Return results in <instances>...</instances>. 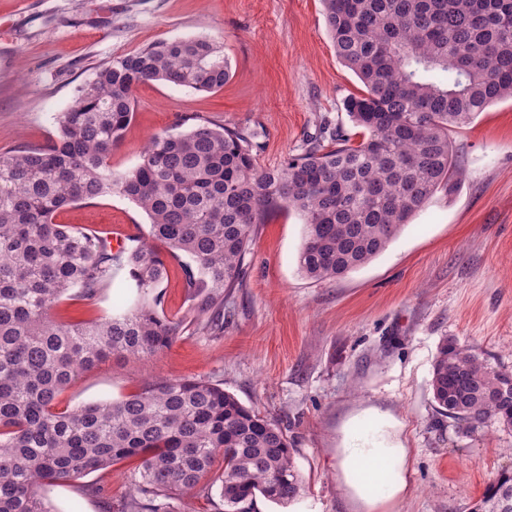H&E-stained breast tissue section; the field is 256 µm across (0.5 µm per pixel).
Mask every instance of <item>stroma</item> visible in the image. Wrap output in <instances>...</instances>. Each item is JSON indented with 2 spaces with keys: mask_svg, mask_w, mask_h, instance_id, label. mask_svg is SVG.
<instances>
[{
  "mask_svg": "<svg viewBox=\"0 0 512 512\" xmlns=\"http://www.w3.org/2000/svg\"><path fill=\"white\" fill-rule=\"evenodd\" d=\"M202 33L222 45L229 80L214 91L139 85L114 172L134 168L150 136L186 115L261 131L260 170L280 167L325 126L360 141L345 102L364 86L337 58L321 0H0V152L55 140L57 114L113 57ZM450 139V188L369 263L333 280L305 277L302 219L273 210L255 228L240 283L224 293L221 325L207 327L173 268L163 308L184 322L173 345L146 359L112 357L72 384L59 408L121 399L152 379H207L295 440L300 497L288 505L257 498L256 512H362L336 472L353 426L408 450L409 490L384 512H471L486 485L512 469V430L471 433L438 415L430 381L447 339L512 372V99L491 103ZM56 221L107 238L149 232L145 212L117 194L68 207ZM114 308L106 289L92 303L62 300L52 315L96 321ZM137 465L130 459L42 493L57 512H110L131 496ZM91 486L100 494H88Z\"/></svg>",
  "mask_w": 512,
  "mask_h": 512,
  "instance_id": "35a3bbf8",
  "label": "stroma"
}]
</instances>
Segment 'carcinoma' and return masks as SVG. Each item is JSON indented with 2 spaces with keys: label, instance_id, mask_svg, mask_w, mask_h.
<instances>
[{
  "label": "carcinoma",
  "instance_id": "1",
  "mask_svg": "<svg viewBox=\"0 0 512 512\" xmlns=\"http://www.w3.org/2000/svg\"><path fill=\"white\" fill-rule=\"evenodd\" d=\"M336 56L366 88L346 111L362 128L306 141L281 167L259 171L257 133L200 116L153 135L139 164L110 159L134 114V90L166 82L198 91L230 77L222 46L197 35L117 56L58 113L57 140L0 153V512H53L39 489L137 457L136 495L121 512H181L183 495L217 489L224 512H255L256 497L295 500L303 480L287 433L205 379H157L119 400L73 409L59 397L113 355L145 358L182 322L163 310L175 261L198 313L224 305L240 282L254 227L284 206L305 225L298 256L309 279L342 276L380 255L453 166L449 132L512 98V0H321ZM137 204L148 237L113 251L95 232L55 223L62 209L108 194ZM164 243L158 253L148 239ZM129 278L116 282L119 271ZM135 289L101 321L57 322L66 295L94 302ZM437 413L471 432L512 428V372L445 340L432 367ZM217 486L199 487L217 459ZM471 512H512V470Z\"/></svg>",
  "mask_w": 512,
  "mask_h": 512
}]
</instances>
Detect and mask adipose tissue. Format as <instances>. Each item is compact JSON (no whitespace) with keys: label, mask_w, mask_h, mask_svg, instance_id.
I'll list each match as a JSON object with an SVG mask.
<instances>
[{"label":"adipose tissue","mask_w":512,"mask_h":512,"mask_svg":"<svg viewBox=\"0 0 512 512\" xmlns=\"http://www.w3.org/2000/svg\"><path fill=\"white\" fill-rule=\"evenodd\" d=\"M406 450L384 442H366L349 432L339 449L337 465L347 495L357 500L364 512H377L386 502L402 497L408 487Z\"/></svg>","instance_id":"1"}]
</instances>
